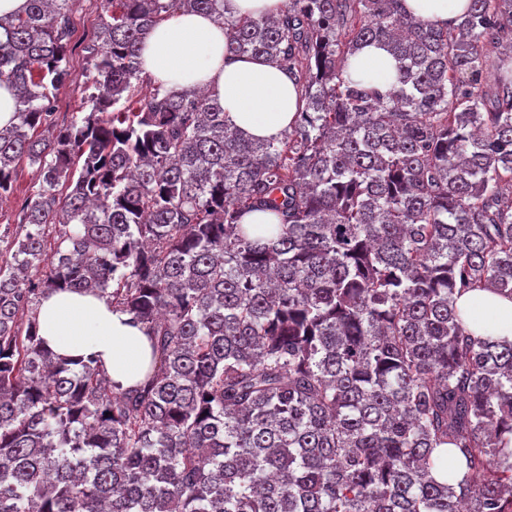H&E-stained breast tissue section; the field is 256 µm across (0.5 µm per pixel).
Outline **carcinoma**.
I'll list each match as a JSON object with an SVG mask.
<instances>
[{
	"label": "carcinoma",
	"instance_id": "1",
	"mask_svg": "<svg viewBox=\"0 0 512 512\" xmlns=\"http://www.w3.org/2000/svg\"><path fill=\"white\" fill-rule=\"evenodd\" d=\"M75 4L0 21L19 92L0 198L20 160L40 178L0 266V512H512V343L456 306L512 299V67L480 87L488 48L512 49V0H470L455 29L403 0H284L276 19L101 0L90 111L34 140ZM178 10L223 22L224 56L294 77L305 106L282 138L142 76L143 39ZM368 44L398 61L387 94L347 71ZM59 288L147 328L143 382L115 393L43 345ZM439 448L461 483L433 477ZM456 305L463 324L475 336H495L512 342V299L491 290H475L461 295ZM478 305L496 315L495 321L488 330L484 329L475 317V309Z\"/></svg>",
	"mask_w": 512,
	"mask_h": 512
}]
</instances>
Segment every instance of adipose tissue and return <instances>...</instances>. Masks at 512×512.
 <instances>
[{
    "instance_id": "adipose-tissue-1",
    "label": "adipose tissue",
    "mask_w": 512,
    "mask_h": 512,
    "mask_svg": "<svg viewBox=\"0 0 512 512\" xmlns=\"http://www.w3.org/2000/svg\"><path fill=\"white\" fill-rule=\"evenodd\" d=\"M409 16L438 27L456 28L469 0H404ZM396 61L386 48L368 46L349 59L350 71L377 80L381 91L394 85ZM141 68L153 82L176 91L206 90L217 98L244 135L281 138L304 103L294 80L277 64L251 57L224 56V26L200 12H175L144 39ZM463 324L481 336L512 342V299L490 290L464 293L457 300ZM38 334L55 354L97 357L115 389L144 379L151 362L145 326L133 323L95 291L60 289L38 310Z\"/></svg>"
}]
</instances>
